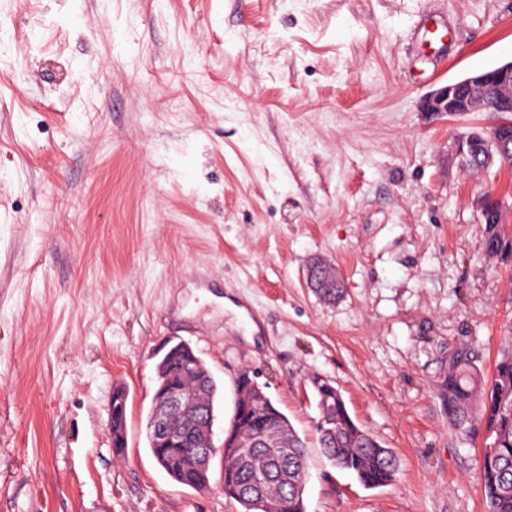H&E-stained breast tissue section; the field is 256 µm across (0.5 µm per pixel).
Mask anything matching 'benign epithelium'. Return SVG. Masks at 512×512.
<instances>
[{
	"label": "benign epithelium",
	"mask_w": 512,
	"mask_h": 512,
	"mask_svg": "<svg viewBox=\"0 0 512 512\" xmlns=\"http://www.w3.org/2000/svg\"><path fill=\"white\" fill-rule=\"evenodd\" d=\"M493 95L501 120L489 128H475L455 142V153L462 158L468 148L483 155L484 168L493 167L496 153L512 144V60L495 68L473 73L461 80L447 83L428 92L419 103L420 111L430 119L461 117L473 112H485L488 95ZM480 223H503L504 206L495 194L488 192L478 201ZM167 359L159 361L158 382L155 385V407L148 428L160 448H181L194 443L204 449L203 457L211 460L218 455L226 466L244 452L229 443L217 445L213 439L214 421L203 429L182 421L188 405L199 399V393L183 385L174 376L164 375Z\"/></svg>",
	"instance_id": "benign-epithelium-1"
}]
</instances>
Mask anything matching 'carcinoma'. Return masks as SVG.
Listing matches in <instances>:
<instances>
[{
  "instance_id": "obj_1",
  "label": "carcinoma",
  "mask_w": 512,
  "mask_h": 512,
  "mask_svg": "<svg viewBox=\"0 0 512 512\" xmlns=\"http://www.w3.org/2000/svg\"><path fill=\"white\" fill-rule=\"evenodd\" d=\"M489 256L509 260L512 234L497 225L487 236ZM315 294L334 302L344 293L336 272L313 259L309 263ZM203 399L188 414L205 420L214 414L219 387L213 376L203 380ZM444 390L448 418L454 429L469 435L483 428L486 441L481 454L480 479L487 512H512V345L496 361L491 383L465 354L450 359ZM319 416V447L338 469L356 476L366 488L382 487L397 474L393 452L364 431L349 413L336 388L315 389ZM249 413L235 420L224 438L241 441L250 452L224 469V496L239 512H306L304 486L307 451L288 417L268 396L247 405ZM174 480L191 487L205 480L207 470L197 455L169 448L159 462Z\"/></svg>"
}]
</instances>
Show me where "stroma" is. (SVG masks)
I'll use <instances>...</instances> for the list:
<instances>
[{
	"instance_id": "1",
	"label": "stroma",
	"mask_w": 512,
	"mask_h": 512,
	"mask_svg": "<svg viewBox=\"0 0 512 512\" xmlns=\"http://www.w3.org/2000/svg\"><path fill=\"white\" fill-rule=\"evenodd\" d=\"M510 60L512 0H0V512H238L221 458L199 492L148 448L179 329L222 388L216 433L244 371L288 416L307 512H485L484 436L443 384L460 352L492 379L512 343L477 209L512 207V171L453 151L498 113L419 102ZM314 256L340 300L308 287ZM315 375L393 482L322 456Z\"/></svg>"
}]
</instances>
